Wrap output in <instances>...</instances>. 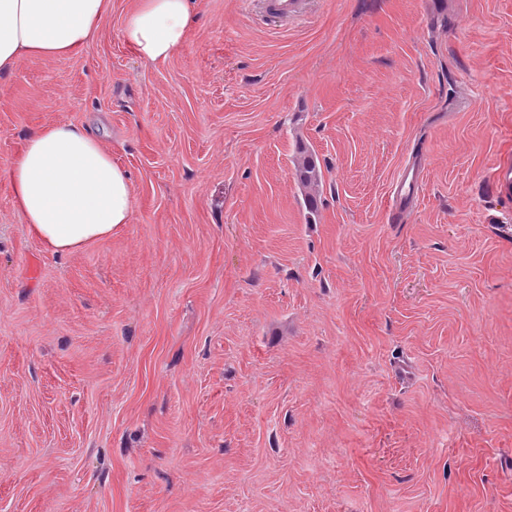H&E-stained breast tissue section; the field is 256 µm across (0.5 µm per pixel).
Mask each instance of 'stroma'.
Wrapping results in <instances>:
<instances>
[{"instance_id": "35a3bbf8", "label": "stroma", "mask_w": 512, "mask_h": 512, "mask_svg": "<svg viewBox=\"0 0 512 512\" xmlns=\"http://www.w3.org/2000/svg\"><path fill=\"white\" fill-rule=\"evenodd\" d=\"M131 4L0 77V168L71 122L134 191L56 256L0 178V512H512V0H194L161 65ZM261 3L264 14L282 21L300 16L305 9L304 0H262ZM295 174L304 194V205L309 211L315 210L314 201L322 182V170L315 160V152L307 147L301 148L300 156L296 160ZM419 188V164L403 168L392 187V205L396 209L407 205L415 197Z\"/></svg>"}]
</instances>
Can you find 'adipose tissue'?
Masks as SVG:
<instances>
[{"instance_id":"1","label":"adipose tissue","mask_w":512,"mask_h":512,"mask_svg":"<svg viewBox=\"0 0 512 512\" xmlns=\"http://www.w3.org/2000/svg\"><path fill=\"white\" fill-rule=\"evenodd\" d=\"M112 12V0H0V76L30 58L80 54ZM193 0H136L122 40L143 62L178 53L197 23ZM0 177L11 185L28 234L54 255L111 237L133 212L126 169L86 127L53 121L29 135Z\"/></svg>"}]
</instances>
